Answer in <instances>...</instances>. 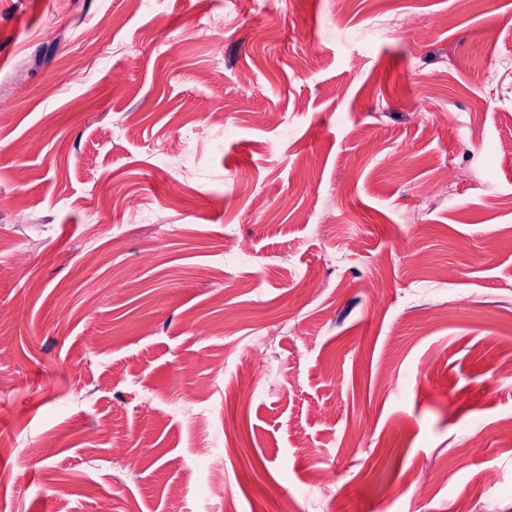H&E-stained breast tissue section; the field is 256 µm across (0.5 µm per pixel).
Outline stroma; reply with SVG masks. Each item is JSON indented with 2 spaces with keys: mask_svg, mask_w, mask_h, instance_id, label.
I'll return each instance as SVG.
<instances>
[{
  "mask_svg": "<svg viewBox=\"0 0 512 512\" xmlns=\"http://www.w3.org/2000/svg\"><path fill=\"white\" fill-rule=\"evenodd\" d=\"M1 113L0 512H512V0H0Z\"/></svg>",
  "mask_w": 512,
  "mask_h": 512,
  "instance_id": "stroma-1",
  "label": "stroma"
}]
</instances>
